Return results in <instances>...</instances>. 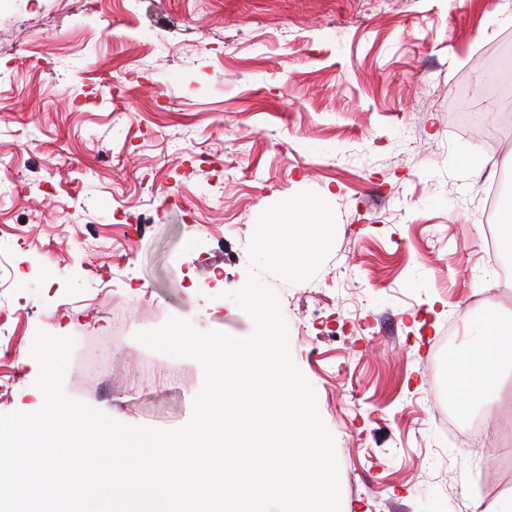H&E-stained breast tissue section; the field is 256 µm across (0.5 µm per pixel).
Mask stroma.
I'll return each instance as SVG.
<instances>
[{"label": "stroma", "mask_w": 512, "mask_h": 512, "mask_svg": "<svg viewBox=\"0 0 512 512\" xmlns=\"http://www.w3.org/2000/svg\"><path fill=\"white\" fill-rule=\"evenodd\" d=\"M512 37V0H0V414L36 409L37 331L76 341L68 396L176 429L204 382L138 332L158 311L249 336L259 214L313 191L336 214L315 276L270 278L291 357L334 437L341 512L512 502V434L457 437L474 324L512 312L483 227L512 192V104L453 115L460 80ZM111 366L90 377L93 350Z\"/></svg>", "instance_id": "obj_1"}]
</instances>
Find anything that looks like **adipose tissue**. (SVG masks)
Segmentation results:
<instances>
[{
	"label": "adipose tissue",
	"instance_id": "1",
	"mask_svg": "<svg viewBox=\"0 0 512 512\" xmlns=\"http://www.w3.org/2000/svg\"><path fill=\"white\" fill-rule=\"evenodd\" d=\"M478 345L456 363L458 393L466 399L489 401L498 388L506 363L512 361V315L495 311L477 325Z\"/></svg>",
	"mask_w": 512,
	"mask_h": 512
}]
</instances>
